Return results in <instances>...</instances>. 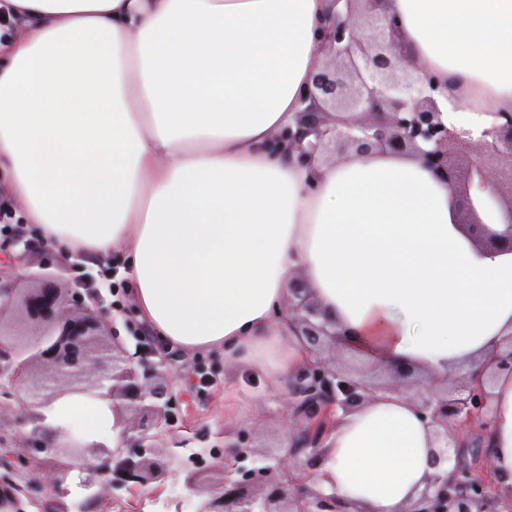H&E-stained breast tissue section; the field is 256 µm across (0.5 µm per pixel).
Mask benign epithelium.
Here are the masks:
<instances>
[{"label":"benign epithelium","instance_id":"benign-epithelium-1","mask_svg":"<svg viewBox=\"0 0 512 512\" xmlns=\"http://www.w3.org/2000/svg\"><path fill=\"white\" fill-rule=\"evenodd\" d=\"M343 8L331 11L319 28L325 65L314 74L287 128L274 135L271 149L296 152L309 163L331 157L375 152L416 156L448 185L464 228L489 251H512V114L488 132L490 139L472 141L442 123L431 95L434 82L418 74L404 51L395 18L386 0H332ZM473 146L476 156L461 176L457 149ZM497 187L494 206L508 224L507 233L485 234L470 193L473 178ZM0 413L31 424L25 447L51 455L42 477L15 454L18 437L0 420V512H84L85 502L61 497L44 499L45 488H58L79 471L78 486L88 501L101 496L100 478L155 494L168 478L163 464L145 457L167 433L168 389L164 371L154 366L138 374L132 357L114 341L112 325L97 309L98 297L83 283L61 281L50 257L38 270L20 265L32 253L24 234L0 241ZM311 360L295 376L285 401L299 422L293 435L291 462L279 463L278 450L260 452L242 437L226 452L224 463L204 480L189 472L185 487L198 497L193 512H359L353 504L316 488L314 475L322 444L339 420L377 393L406 389L423 419L435 427L437 446L429 464L436 473L426 479L418 499L405 512H512V494H501L493 452L476 449L471 461L458 431L481 437L492 422L487 387L502 371L512 373V341L492 354L479 373L440 383L415 377L408 366L386 368L382 381L347 348L336 321L321 310L304 279L295 281L285 307ZM73 395L109 401L116 425L123 428L122 448L85 443L62 429L36 424L42 410ZM247 460L261 463L247 468ZM453 463L446 471L442 466Z\"/></svg>","mask_w":512,"mask_h":512}]
</instances>
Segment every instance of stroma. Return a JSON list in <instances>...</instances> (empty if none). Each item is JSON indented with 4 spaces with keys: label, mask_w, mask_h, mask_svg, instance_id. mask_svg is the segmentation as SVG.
Returning a JSON list of instances; mask_svg holds the SVG:
<instances>
[{
    "label": "stroma",
    "mask_w": 512,
    "mask_h": 512,
    "mask_svg": "<svg viewBox=\"0 0 512 512\" xmlns=\"http://www.w3.org/2000/svg\"><path fill=\"white\" fill-rule=\"evenodd\" d=\"M102 307L109 315L115 339L129 354L152 346L165 359L164 371L171 381L169 433L162 444L164 460L170 461L172 478L159 492V503H147L144 512H164L163 500H186L184 475L190 470L208 471L224 459L223 444L249 431L258 446H279L288 435L280 393L264 375L229 365L222 352L188 353L170 347L153 331L130 326L128 317L138 312L133 284L124 281L118 294L102 292ZM209 379V388L198 385Z\"/></svg>",
    "instance_id": "obj_1"
}]
</instances>
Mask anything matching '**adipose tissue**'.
<instances>
[{
	"instance_id": "adipose-tissue-1",
	"label": "adipose tissue",
	"mask_w": 512,
	"mask_h": 512,
	"mask_svg": "<svg viewBox=\"0 0 512 512\" xmlns=\"http://www.w3.org/2000/svg\"><path fill=\"white\" fill-rule=\"evenodd\" d=\"M330 0H0V168L45 242L127 253L140 311L187 352L284 385L307 353L280 308L304 279L362 357L444 379L512 335V252L479 247L419 160L305 164L272 153L324 59ZM448 128L512 113V0H388ZM21 36L8 35L14 18ZM489 446L512 490V374ZM49 425L118 446L106 401L60 400ZM432 430L408 391L341 417L318 480L362 512H405Z\"/></svg>"
}]
</instances>
